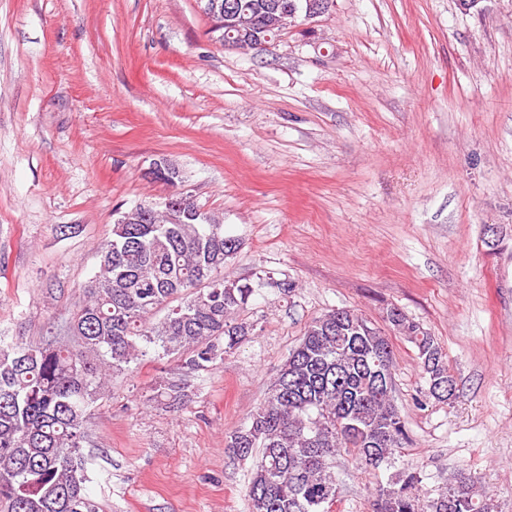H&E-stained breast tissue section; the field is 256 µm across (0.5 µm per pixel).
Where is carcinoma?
I'll return each instance as SVG.
<instances>
[{
  "label": "carcinoma",
  "instance_id": "1",
  "mask_svg": "<svg viewBox=\"0 0 512 512\" xmlns=\"http://www.w3.org/2000/svg\"><path fill=\"white\" fill-rule=\"evenodd\" d=\"M252 21L249 39L280 36L279 14L290 0H223ZM112 226L99 269L61 330L39 344L0 345V512H101L86 492L81 448L87 410L113 374L154 348L190 370L224 358L252 326L236 315L254 293L220 277L230 256L223 225L143 224L138 208ZM166 314L159 318L161 311ZM389 323L417 348L428 394L446 401L456 384L441 346L392 308ZM388 339L362 314L333 309L305 327L264 401L236 429L227 448L257 456L247 488L250 512H325L318 502L337 492L331 471L348 448L363 465L391 464L408 440L392 393ZM374 512H490L460 473L448 490L422 489L405 469L378 489Z\"/></svg>",
  "mask_w": 512,
  "mask_h": 512
}]
</instances>
